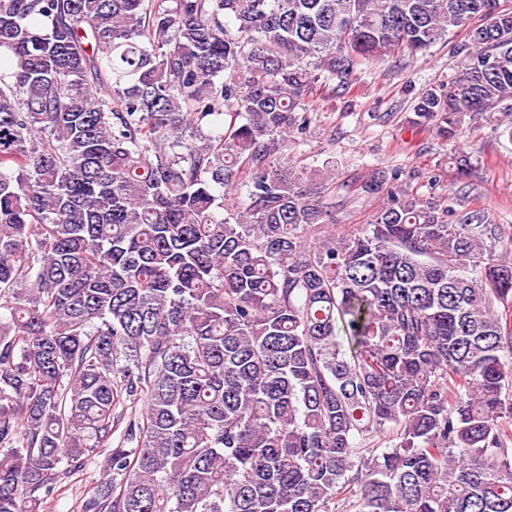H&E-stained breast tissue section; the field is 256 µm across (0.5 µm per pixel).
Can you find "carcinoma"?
I'll use <instances>...</instances> for the list:
<instances>
[{
	"instance_id": "cac0c4a2",
	"label": "carcinoma",
	"mask_w": 512,
	"mask_h": 512,
	"mask_svg": "<svg viewBox=\"0 0 512 512\" xmlns=\"http://www.w3.org/2000/svg\"><path fill=\"white\" fill-rule=\"evenodd\" d=\"M459 33L446 139L512 110L501 0H0V512L102 454L82 512H512L499 225L393 193L336 234L282 156L316 86Z\"/></svg>"
}]
</instances>
